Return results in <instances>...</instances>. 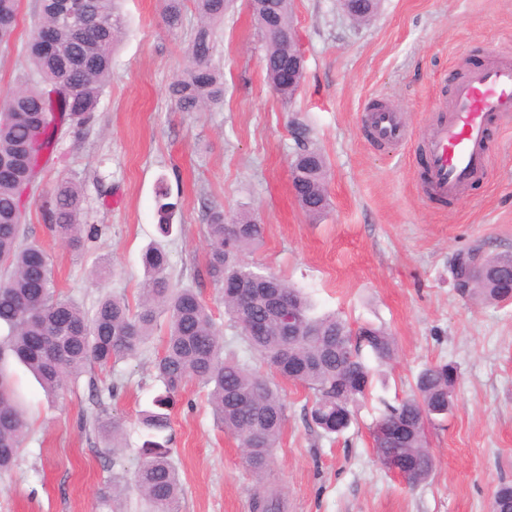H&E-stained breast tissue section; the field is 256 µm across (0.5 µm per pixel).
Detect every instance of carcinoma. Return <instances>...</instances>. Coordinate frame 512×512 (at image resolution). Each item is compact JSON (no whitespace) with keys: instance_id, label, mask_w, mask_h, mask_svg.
Listing matches in <instances>:
<instances>
[{"instance_id":"carcinoma-1","label":"carcinoma","mask_w":512,"mask_h":512,"mask_svg":"<svg viewBox=\"0 0 512 512\" xmlns=\"http://www.w3.org/2000/svg\"><path fill=\"white\" fill-rule=\"evenodd\" d=\"M39 22L53 24L61 13V0H39ZM116 0H88L93 25L75 32L59 28L51 51L28 40L25 57L37 80L6 95L0 111V473L14 467L28 431V420L19 406L6 371L8 359L27 366L52 393L75 383L88 368L105 369L137 355L154 333L158 317H167L163 352L155 358L156 378L165 392L154 408L140 414V424L152 435L171 429L169 408L190 380L207 388V401L217 423L234 435L244 449L245 463L259 487L253 495V512H280L277 495L266 490L263 480L269 459L279 447L287 418L286 405L277 385L236 357L224 356V336L196 289L174 288L167 274L166 253L149 247L142 254L146 281L137 308L123 296L105 295L88 314L75 301L56 294L50 259L38 244L20 245L25 210L21 190L34 184L42 162L56 150L62 127H83L94 119L97 103L112 72V50L122 33ZM201 23L194 30L191 60L177 79L171 94L182 112H201L224 98V83L212 67L215 26L224 21L231 0H193ZM292 0H255L252 15L265 40V71L282 100L288 91L284 78L286 49L281 33L292 26ZM19 0H0V44L16 29ZM184 0H165L168 27L181 26ZM297 149L290 163L293 188L305 213L313 218L330 206L327 164L310 148L307 128L297 124ZM82 198L77 186L60 182L49 205L50 229L65 241L82 240L78 216ZM209 258L207 278L222 288L224 315L236 329L246 349L272 372L302 385L311 393L308 416L327 435L340 434L352 423L354 407L367 391L347 376L359 374L371 387L374 368L394 355V341L382 327L354 330L336 315H316L313 305L297 288L271 272H261L245 262V256L264 238V225L244 216L229 229L224 210L208 213ZM463 296H479L502 302L512 297V281L483 272ZM290 303L299 324L297 335L285 336L280 298ZM260 326L255 332L252 326ZM456 368L436 364L422 369L413 394L396 405H386L375 424L400 426L399 436L382 440L372 435L373 451L384 468L395 457L405 458L411 472L405 481L415 487L432 475L436 462L427 448V426L448 415L453 405ZM112 438V449L123 447L120 420L97 421ZM131 486L150 504L153 512H177L182 494L179 473L166 445L151 441L133 473L113 477L101 492L106 501H117ZM493 512H512V486L495 493Z\"/></svg>"}]
</instances>
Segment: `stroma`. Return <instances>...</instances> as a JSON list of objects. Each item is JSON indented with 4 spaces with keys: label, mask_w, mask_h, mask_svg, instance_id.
Masks as SVG:
<instances>
[{
    "label": "stroma",
    "mask_w": 512,
    "mask_h": 512,
    "mask_svg": "<svg viewBox=\"0 0 512 512\" xmlns=\"http://www.w3.org/2000/svg\"><path fill=\"white\" fill-rule=\"evenodd\" d=\"M163 6L121 0L110 83L93 123L64 129L31 190L25 241L42 245L58 291L88 312L106 294L137 304L141 254L161 243L170 281L198 289L220 323L222 291L205 275L207 212L220 206L226 220L256 218L264 239L247 262L300 288L316 313L382 326L396 345L383 382L338 436L311 423L307 390L279 380L287 419L266 481L285 512H491L495 490L512 483V300L460 297L452 268L476 248L512 253V122L494 127L486 174L455 200L422 193L421 147L445 117L439 104L451 94L449 74L512 51V0H379L364 22L347 17L338 0H294L305 78L287 104L267 80L256 22L245 0H235L216 28L224 104L205 112L179 111L170 95L190 60L194 6L186 4L174 30ZM38 15L39 0H20L14 36L0 44V90L26 80L24 48ZM381 102L401 112L404 146H381L364 127L363 112ZM295 118L329 167L331 207L317 219L291 190ZM63 179L83 196L78 246L53 234L44 217ZM161 179L177 204L165 239L157 231ZM106 264L111 276L96 278ZM165 325L158 320L134 358L81 376L55 399L26 368L8 363L29 431L15 467L0 475V512H149L135 491L111 508L100 493L141 459L148 434L137 418L162 389L153 362ZM438 363L457 369L453 407L429 425L436 468L412 488L380 465L370 429L385 405L409 394L422 368ZM93 384L104 393L105 416L124 424L120 452L94 425ZM171 420L179 512H250L256 480L238 440L217 427L205 389L188 382Z\"/></svg>",
    "instance_id": "obj_1"
}]
</instances>
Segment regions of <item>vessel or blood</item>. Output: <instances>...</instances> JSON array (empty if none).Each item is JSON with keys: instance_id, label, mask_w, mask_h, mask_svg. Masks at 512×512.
<instances>
[{"instance_id": "vessel-or-blood-1", "label": "vessel or blood", "mask_w": 512, "mask_h": 512, "mask_svg": "<svg viewBox=\"0 0 512 512\" xmlns=\"http://www.w3.org/2000/svg\"><path fill=\"white\" fill-rule=\"evenodd\" d=\"M451 93L447 121L433 127L424 143L427 169L423 190L442 199L457 197L482 173L488 126L512 112V61H493L470 69L454 82ZM366 122L378 144L395 145L407 137L406 126L394 110H369Z\"/></svg>"}]
</instances>
